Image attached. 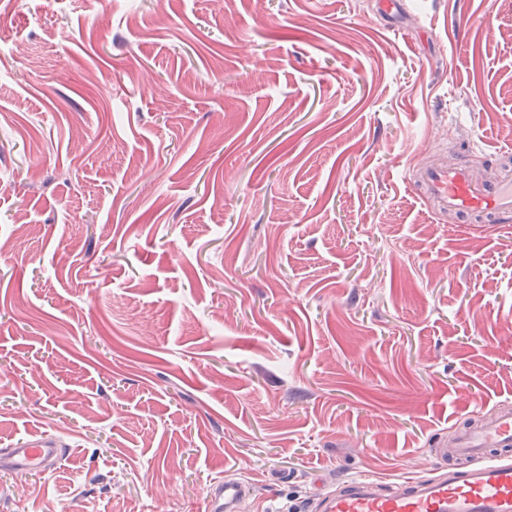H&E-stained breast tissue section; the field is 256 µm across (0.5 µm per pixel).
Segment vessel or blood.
Masks as SVG:
<instances>
[{
	"instance_id": "vessel-or-blood-1",
	"label": "vessel or blood",
	"mask_w": 512,
	"mask_h": 512,
	"mask_svg": "<svg viewBox=\"0 0 512 512\" xmlns=\"http://www.w3.org/2000/svg\"><path fill=\"white\" fill-rule=\"evenodd\" d=\"M411 183L421 197L462 224L512 219V165L475 183L465 160L445 159L417 169ZM63 459L49 437L0 450V466L21 474L43 472ZM433 478L410 477L380 490L368 479L345 482L317 500V512H512V410L489 422L459 428L440 449ZM248 483L215 479L205 512H236Z\"/></svg>"
}]
</instances>
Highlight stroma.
I'll use <instances>...</instances> for the list:
<instances>
[{"mask_svg":"<svg viewBox=\"0 0 512 512\" xmlns=\"http://www.w3.org/2000/svg\"><path fill=\"white\" fill-rule=\"evenodd\" d=\"M0 0V512H238L432 476L512 405V0ZM288 470L277 484L272 472ZM421 197L461 224H500L512 218V165L503 164L485 184L475 183L465 160L438 162L415 171L410 179ZM66 456L55 442L47 437L17 443L13 448H2L0 465L16 473L44 472L62 461ZM248 490V483L216 478L210 487L205 511L235 512L237 504L246 496Z\"/></svg>","mask_w":512,"mask_h":512,"instance_id":"35a3bbf8","label":"stroma"}]
</instances>
